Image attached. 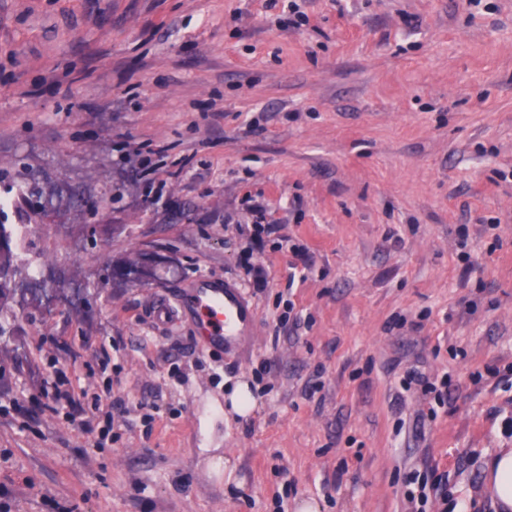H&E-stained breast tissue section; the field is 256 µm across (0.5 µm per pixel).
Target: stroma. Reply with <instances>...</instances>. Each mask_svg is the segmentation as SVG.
<instances>
[{
	"label": "stroma",
	"instance_id": "stroma-1",
	"mask_svg": "<svg viewBox=\"0 0 512 512\" xmlns=\"http://www.w3.org/2000/svg\"><path fill=\"white\" fill-rule=\"evenodd\" d=\"M267 2L0 0V198L29 229L0 312V512H500L512 0H297L298 28ZM259 217L281 227L261 288L237 230ZM145 252L156 276H117ZM199 275L254 305L244 354L155 321ZM56 360L70 417L40 393ZM240 381L247 416L224 410ZM485 490L503 512L512 509V448L501 451L487 462Z\"/></svg>",
	"mask_w": 512,
	"mask_h": 512
}]
</instances>
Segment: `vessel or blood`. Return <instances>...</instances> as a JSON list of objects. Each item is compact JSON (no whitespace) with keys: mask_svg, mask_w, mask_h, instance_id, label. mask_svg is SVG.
<instances>
[{"mask_svg":"<svg viewBox=\"0 0 512 512\" xmlns=\"http://www.w3.org/2000/svg\"><path fill=\"white\" fill-rule=\"evenodd\" d=\"M179 304L181 310L190 312L194 332L205 345L234 353L256 336L254 310L232 280L199 276L180 296Z\"/></svg>","mask_w":512,"mask_h":512,"instance_id":"1","label":"vessel or blood"}]
</instances>
